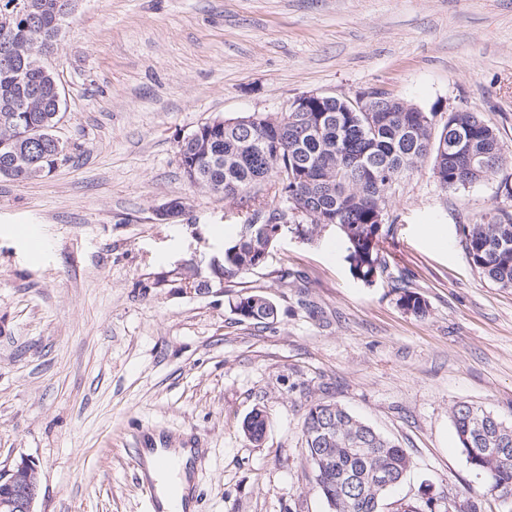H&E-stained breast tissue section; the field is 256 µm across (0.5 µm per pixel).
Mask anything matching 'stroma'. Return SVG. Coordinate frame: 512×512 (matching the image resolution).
<instances>
[{
	"label": "stroma",
	"mask_w": 512,
	"mask_h": 512,
	"mask_svg": "<svg viewBox=\"0 0 512 512\" xmlns=\"http://www.w3.org/2000/svg\"><path fill=\"white\" fill-rule=\"evenodd\" d=\"M75 155L39 181L0 179V470L38 467L37 512H146L142 449L198 448L195 512H328L302 422L340 403L412 460L383 512L430 491L504 512L451 421L460 401L512 423V288L473 267L460 228L512 217V0H81L46 58ZM382 90L477 112L508 158L444 191L431 161L390 190L389 275L365 286L335 231L283 233L266 263L189 296L273 182L230 200L192 187L179 139L217 117L279 114L307 93ZM185 211L155 213L170 200ZM288 278H281V269ZM427 302L406 313L394 281ZM260 293L258 324L234 311ZM268 416L250 441L243 419ZM186 273L184 274V277H181L179 280H168L166 279V277H163L161 279H157L153 285H155L154 287H170V288H178V290L182 293V294H185V295H190V296H206V295H209L210 293L213 292V287L214 285L207 281V283L202 286V288H195V287H192L190 284L183 286L182 288V283L185 282V281H188V280H195V278L197 277V272L193 270V268L191 266H187L186 267ZM170 282V283H169ZM175 282H178V283H175ZM234 309L244 319L257 323L274 321L277 316L276 306L267 297L256 293L240 296Z\"/></svg>",
	"instance_id": "stroma-1"
}]
</instances>
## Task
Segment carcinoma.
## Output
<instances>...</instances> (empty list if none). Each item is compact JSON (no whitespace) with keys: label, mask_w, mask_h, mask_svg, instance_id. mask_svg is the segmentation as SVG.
Here are the masks:
<instances>
[{"label":"carcinoma","mask_w":512,"mask_h":512,"mask_svg":"<svg viewBox=\"0 0 512 512\" xmlns=\"http://www.w3.org/2000/svg\"><path fill=\"white\" fill-rule=\"evenodd\" d=\"M77 0H0V177L41 180L72 159L64 144L50 138L62 113L59 79L44 64L57 48L62 22ZM259 124L233 127L212 120L200 138L177 145L180 167L190 184L242 196L274 180L281 204L253 211L234 243L224 250L220 273L233 278L266 262L264 250L244 238L247 226L288 228L310 240L325 227L346 245L352 275L371 287L384 279L382 250L390 235L389 190L424 159L442 189L456 191L486 181L502 168L498 134L476 112H426L384 96L377 112H357L346 99L313 103L305 112L260 113ZM462 242L475 269L502 288H512V218L464 224ZM397 303L422 317L425 300L401 284ZM235 311L258 323L273 320L276 306L265 296L239 297ZM457 447L471 470L486 480L506 508H512V424L466 402L451 411ZM261 411L243 423L246 436L266 432ZM306 454L315 487L329 512H382L387 492L411 467L407 451L337 403H315L304 414ZM389 477L388 486L371 480Z\"/></svg>","instance_id":"carcinoma-1"}]
</instances>
